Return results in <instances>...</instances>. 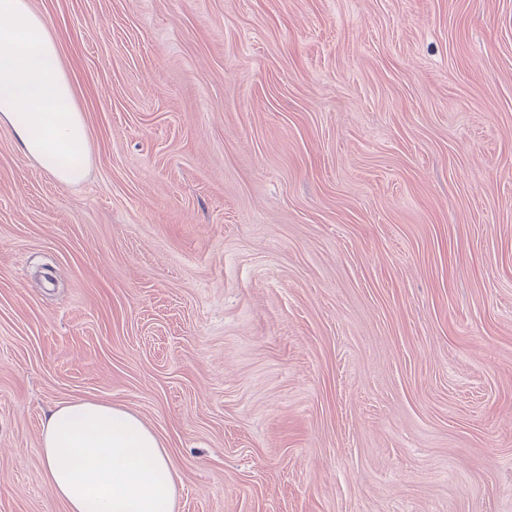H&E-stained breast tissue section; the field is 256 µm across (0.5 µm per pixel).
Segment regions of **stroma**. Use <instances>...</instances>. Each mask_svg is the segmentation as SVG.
<instances>
[{"mask_svg":"<svg viewBox=\"0 0 512 512\" xmlns=\"http://www.w3.org/2000/svg\"><path fill=\"white\" fill-rule=\"evenodd\" d=\"M90 136L0 127V512L139 415L176 512H512V0H29Z\"/></svg>","mask_w":512,"mask_h":512,"instance_id":"35a3bbf8","label":"stroma"}]
</instances>
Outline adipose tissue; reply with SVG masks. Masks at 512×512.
<instances>
[{
    "mask_svg": "<svg viewBox=\"0 0 512 512\" xmlns=\"http://www.w3.org/2000/svg\"><path fill=\"white\" fill-rule=\"evenodd\" d=\"M0 125L59 182L86 172L89 135L46 20L0 0ZM46 475L66 512H174L177 466L161 437L120 406L72 400L41 426Z\"/></svg>",
    "mask_w": 512,
    "mask_h": 512,
    "instance_id": "1",
    "label": "adipose tissue"
}]
</instances>
